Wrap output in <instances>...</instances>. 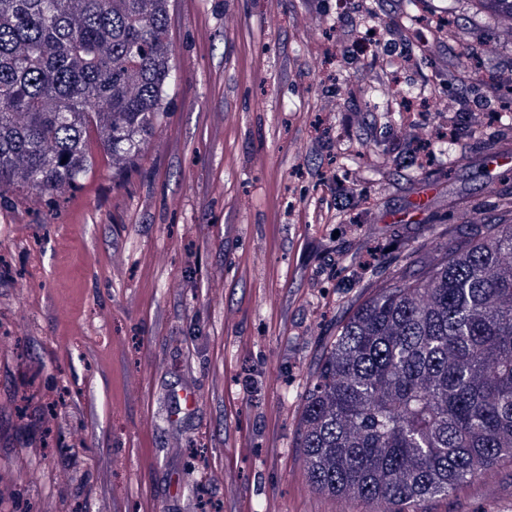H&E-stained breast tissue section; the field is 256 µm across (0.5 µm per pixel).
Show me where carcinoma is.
Masks as SVG:
<instances>
[{
  "label": "carcinoma",
  "mask_w": 512,
  "mask_h": 512,
  "mask_svg": "<svg viewBox=\"0 0 512 512\" xmlns=\"http://www.w3.org/2000/svg\"><path fill=\"white\" fill-rule=\"evenodd\" d=\"M170 0H0V187L42 198L139 154L173 80ZM512 21V0H473ZM306 476L427 512L512 460V218L393 276L336 327L301 412Z\"/></svg>",
  "instance_id": "1"
}]
</instances>
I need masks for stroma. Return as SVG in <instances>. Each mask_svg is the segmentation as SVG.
Returning a JSON list of instances; mask_svg holds the SVG:
<instances>
[{
	"label": "stroma",
	"mask_w": 512,
	"mask_h": 512,
	"mask_svg": "<svg viewBox=\"0 0 512 512\" xmlns=\"http://www.w3.org/2000/svg\"><path fill=\"white\" fill-rule=\"evenodd\" d=\"M334 2L170 0L142 154L0 192V512H361L309 484L302 401L357 304L512 199V43L470 0ZM372 13L406 67L350 54ZM427 509L512 512V461Z\"/></svg>",
	"instance_id": "obj_1"
}]
</instances>
